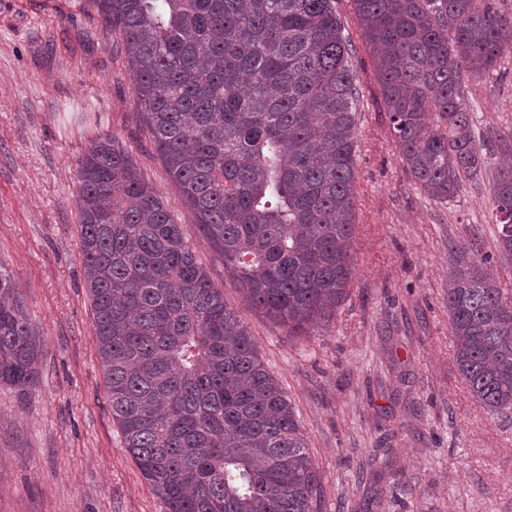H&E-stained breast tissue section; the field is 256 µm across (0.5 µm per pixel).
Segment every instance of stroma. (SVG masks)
Listing matches in <instances>:
<instances>
[{
  "mask_svg": "<svg viewBox=\"0 0 512 512\" xmlns=\"http://www.w3.org/2000/svg\"><path fill=\"white\" fill-rule=\"evenodd\" d=\"M357 118L353 278L307 335L253 309L194 227L145 125L126 45L91 0H0V264L43 343L26 400L0 386V512H168L112 419L79 255L78 160L98 135L127 148L184 227L199 263L247 323L292 402L322 474L318 512H512V413L490 414L454 360L449 261L497 253L493 193L512 159V52L465 81L487 162L454 198L427 196L395 148L352 0Z\"/></svg>",
  "mask_w": 512,
  "mask_h": 512,
  "instance_id": "stroma-1",
  "label": "stroma"
}]
</instances>
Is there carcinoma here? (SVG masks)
Here are the masks:
<instances>
[{
  "instance_id": "obj_1",
  "label": "carcinoma",
  "mask_w": 512,
  "mask_h": 512,
  "mask_svg": "<svg viewBox=\"0 0 512 512\" xmlns=\"http://www.w3.org/2000/svg\"><path fill=\"white\" fill-rule=\"evenodd\" d=\"M496 0H353L401 160L453 198L486 162L461 104L512 50ZM124 40L145 123L199 233L248 304L290 333L331 318L352 279L355 76L332 0H92ZM79 253L112 419L168 512H317L322 475L288 395L183 225L110 134L78 161ZM512 255V165L499 168ZM478 246L448 276L471 396L512 412V293ZM42 343L0 267V385H39Z\"/></svg>"
}]
</instances>
